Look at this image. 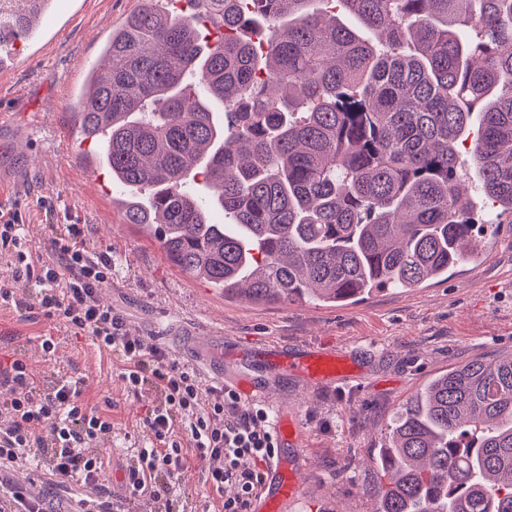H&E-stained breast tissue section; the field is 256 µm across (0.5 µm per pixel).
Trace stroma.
Listing matches in <instances>:
<instances>
[{"label": "stroma", "instance_id": "stroma-1", "mask_svg": "<svg viewBox=\"0 0 512 512\" xmlns=\"http://www.w3.org/2000/svg\"><path fill=\"white\" fill-rule=\"evenodd\" d=\"M138 0H78L64 17L58 42H19L14 72L0 78V205L18 208L22 232L36 251H45L54 225L84 224L88 245L112 253V281L100 299L122 315L146 344L167 349L191 364V338L220 334L223 349L259 347L275 341L310 345L349 354L362 368L330 389L300 390L296 378L277 388V396L296 415L306 461L300 512H376L385 479L376 461L398 412L435 374L474 359L492 360L512 352V224L486 228L485 247L451 269L447 279L409 289L387 288L348 306L307 301L254 304L227 299L204 281L174 267L158 241L138 226L124 223L112 198L120 194L106 169L84 158L98 143L72 131L80 74L102 65V46L113 27ZM26 108L11 112L16 97ZM32 311L0 307V361L24 359L35 386L45 390L58 379L81 382L82 397L109 414L112 432L96 450L104 462L115 456L132 461L154 437L145 426L146 409L159 397L151 385L128 393L121 365L99 352L92 337L74 335L61 321L44 318L35 306L40 286L16 288ZM54 337V354L41 339ZM224 360V380L233 383L237 367ZM207 465L186 452L175 485L178 512H221L222 499L206 482ZM10 484L45 497L51 512H71L81 485L58 493L43 457L18 462Z\"/></svg>", "mask_w": 512, "mask_h": 512}]
</instances>
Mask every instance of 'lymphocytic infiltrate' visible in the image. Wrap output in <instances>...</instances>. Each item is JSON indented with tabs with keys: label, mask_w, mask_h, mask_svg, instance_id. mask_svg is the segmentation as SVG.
<instances>
[{
	"label": "lymphocytic infiltrate",
	"mask_w": 512,
	"mask_h": 512,
	"mask_svg": "<svg viewBox=\"0 0 512 512\" xmlns=\"http://www.w3.org/2000/svg\"><path fill=\"white\" fill-rule=\"evenodd\" d=\"M21 224L19 214L0 210V252L8 255L11 273L10 282L0 285V307H21L14 284L35 280L42 287L43 315L63 321L74 335L93 337L99 350L122 362L128 392L139 393L148 384L160 392L144 418L157 445L138 449L125 474L127 494L170 501L189 444L207 462V482L223 494L224 512H249L278 454L270 412L243 403L233 387H203L192 368L174 362L162 348L144 346L123 317L99 303L98 288L112 279V255L88 248L86 225H65L51 239L54 256L46 260L24 241ZM0 410L11 417L9 425L0 426V474L37 451L47 458L54 485L82 482L92 491L84 506L123 512L121 501L103 487V461L94 449L96 440L111 432L112 420L89 407L78 381L60 379L36 391L30 368L13 359L0 366Z\"/></svg>",
	"instance_id": "lymphocytic-infiltrate-1"
}]
</instances>
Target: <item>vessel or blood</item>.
Returning <instances> with one entry per match:
<instances>
[{"label":"vessel or blood","mask_w":512,"mask_h":512,"mask_svg":"<svg viewBox=\"0 0 512 512\" xmlns=\"http://www.w3.org/2000/svg\"><path fill=\"white\" fill-rule=\"evenodd\" d=\"M62 0H33L25 19L26 29L45 28L60 11ZM215 342L214 337L197 338L191 346L200 362L205 363L216 380H223L222 364L209 361L206 351ZM238 358L243 372L238 377L237 389L244 400H251L257 388L271 389L273 382L285 375L296 376L310 389L330 387L351 376L352 364L335 351L319 347L290 348L272 344L258 349H242ZM268 407L276 417V429L282 446H294L300 430L294 417L288 416L276 398H269ZM305 469L293 456L278 455L267 469V476L251 512H282L284 506L299 502L304 484Z\"/></svg>","instance_id":"obj_1"}]
</instances>
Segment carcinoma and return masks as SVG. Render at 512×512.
Returning <instances> with one entry per match:
<instances>
[{
    "mask_svg": "<svg viewBox=\"0 0 512 512\" xmlns=\"http://www.w3.org/2000/svg\"><path fill=\"white\" fill-rule=\"evenodd\" d=\"M203 2L213 44L200 16L141 0L73 113L124 222L182 273L333 306L446 279L478 247L464 150L512 217V0ZM380 463L377 512H512V353L431 379Z\"/></svg>",
    "mask_w": 512,
    "mask_h": 512,
    "instance_id": "obj_1",
    "label": "carcinoma"
}]
</instances>
